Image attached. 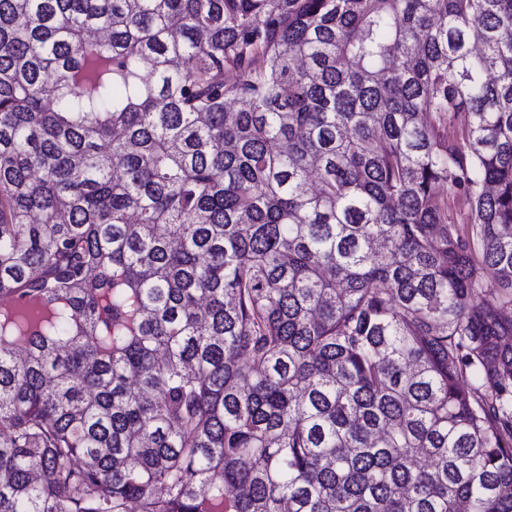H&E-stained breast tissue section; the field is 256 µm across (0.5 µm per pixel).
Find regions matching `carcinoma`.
Listing matches in <instances>:
<instances>
[{
  "instance_id": "obj_1",
  "label": "carcinoma",
  "mask_w": 512,
  "mask_h": 512,
  "mask_svg": "<svg viewBox=\"0 0 512 512\" xmlns=\"http://www.w3.org/2000/svg\"><path fill=\"white\" fill-rule=\"evenodd\" d=\"M508 307L512 0H0V512H512Z\"/></svg>"
}]
</instances>
